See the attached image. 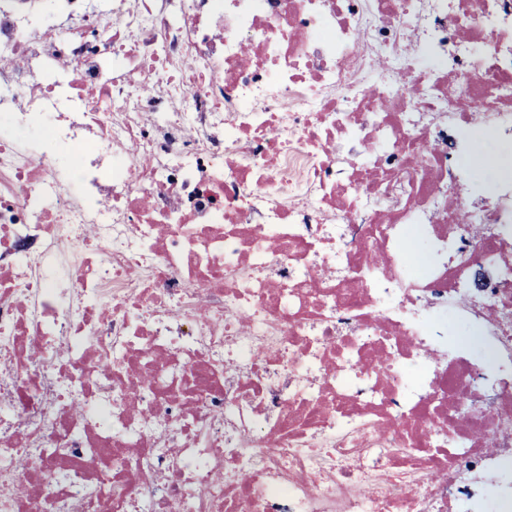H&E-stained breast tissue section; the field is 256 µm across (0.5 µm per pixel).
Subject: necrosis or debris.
Returning a JSON list of instances; mask_svg holds the SVG:
<instances>
[{
    "instance_id": "4bbe7bcc",
    "label": "necrosis or debris",
    "mask_w": 512,
    "mask_h": 512,
    "mask_svg": "<svg viewBox=\"0 0 512 512\" xmlns=\"http://www.w3.org/2000/svg\"><path fill=\"white\" fill-rule=\"evenodd\" d=\"M463 128L512 141V0H0V512H512ZM467 323L460 320L457 316L448 312V341H454V339H466L472 349L473 357L477 362H482L485 358V350L482 340L477 341L476 335H471L467 331Z\"/></svg>"
}]
</instances>
